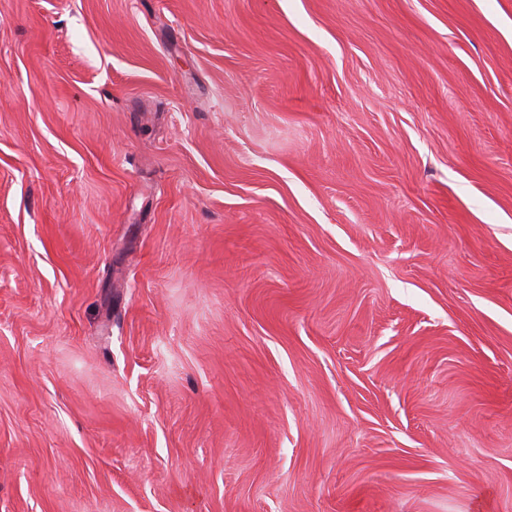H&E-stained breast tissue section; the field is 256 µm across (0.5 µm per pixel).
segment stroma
<instances>
[{"mask_svg":"<svg viewBox=\"0 0 512 512\" xmlns=\"http://www.w3.org/2000/svg\"><path fill=\"white\" fill-rule=\"evenodd\" d=\"M0 512H512V0H0Z\"/></svg>","mask_w":512,"mask_h":512,"instance_id":"obj_1","label":"stroma"}]
</instances>
